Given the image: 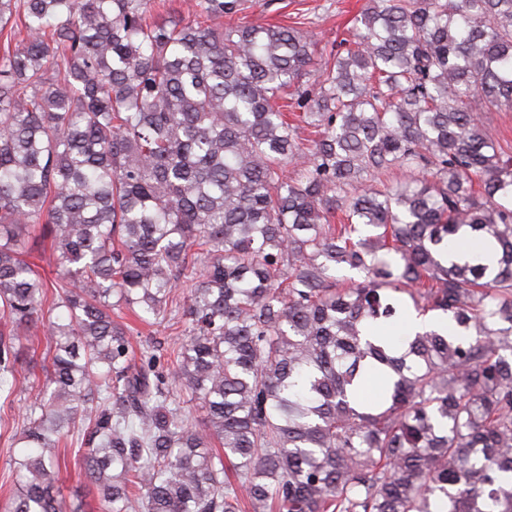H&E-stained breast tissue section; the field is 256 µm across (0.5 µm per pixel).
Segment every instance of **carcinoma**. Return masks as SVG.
<instances>
[{
	"instance_id": "obj_1",
	"label": "carcinoma",
	"mask_w": 512,
	"mask_h": 512,
	"mask_svg": "<svg viewBox=\"0 0 512 512\" xmlns=\"http://www.w3.org/2000/svg\"><path fill=\"white\" fill-rule=\"evenodd\" d=\"M154 3L0 0V408L23 342L48 362L0 512H82L78 424L100 512H512V157L477 115L512 109V0H370L335 53ZM125 312L182 339L137 354ZM83 430H75L64 441L66 442V464L61 462L56 487L68 501H81L85 512H99V499L93 486L85 479L81 471L80 454Z\"/></svg>"
}]
</instances>
